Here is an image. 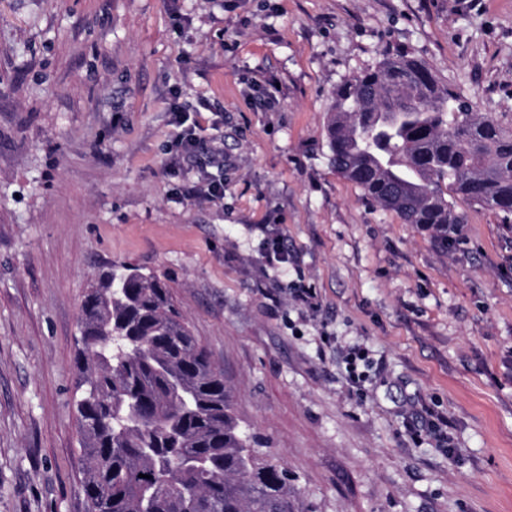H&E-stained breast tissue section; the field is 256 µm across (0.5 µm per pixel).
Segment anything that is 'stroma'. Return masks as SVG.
<instances>
[{"label":"stroma","instance_id":"stroma-1","mask_svg":"<svg viewBox=\"0 0 512 512\" xmlns=\"http://www.w3.org/2000/svg\"><path fill=\"white\" fill-rule=\"evenodd\" d=\"M401 52L512 116V0H0V512H86L76 340L115 263L167 282L305 512H512V231L462 201L443 247L330 162L337 86ZM176 102L224 114L223 200L180 194ZM439 416L449 453L408 433Z\"/></svg>","mask_w":512,"mask_h":512}]
</instances>
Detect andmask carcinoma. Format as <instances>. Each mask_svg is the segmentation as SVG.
<instances>
[{"mask_svg":"<svg viewBox=\"0 0 512 512\" xmlns=\"http://www.w3.org/2000/svg\"><path fill=\"white\" fill-rule=\"evenodd\" d=\"M336 171L448 245L455 199L512 215V121L474 110L423 61L385 56L336 88ZM75 409L87 512H303L288 470L251 446L224 374L165 281L113 264L82 304Z\"/></svg>","mask_w":512,"mask_h":512,"instance_id":"carcinoma-1","label":"carcinoma"}]
</instances>
